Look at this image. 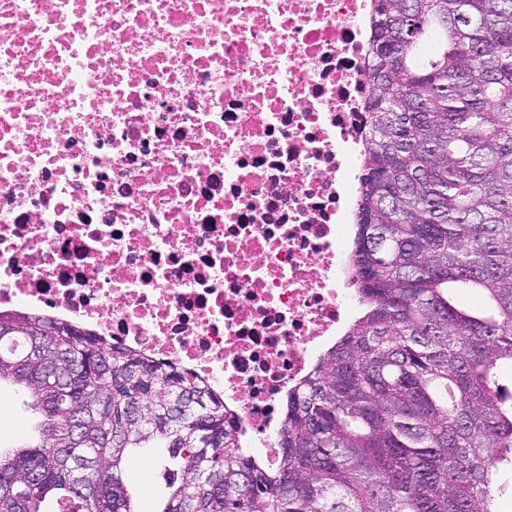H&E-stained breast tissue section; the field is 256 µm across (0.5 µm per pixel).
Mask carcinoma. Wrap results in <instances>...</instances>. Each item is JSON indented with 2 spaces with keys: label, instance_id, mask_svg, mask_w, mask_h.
<instances>
[{
  "label": "carcinoma",
  "instance_id": "1",
  "mask_svg": "<svg viewBox=\"0 0 512 512\" xmlns=\"http://www.w3.org/2000/svg\"><path fill=\"white\" fill-rule=\"evenodd\" d=\"M374 2L350 255L365 313L288 391L277 462L168 363L0 312L20 327L0 381L43 417L39 442L0 452V512H137L132 452L156 446L187 475L162 512H494L512 462V0ZM45 328L62 335L31 353Z\"/></svg>",
  "mask_w": 512,
  "mask_h": 512
}]
</instances>
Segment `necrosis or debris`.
I'll list each match as a JSON object with an SVG mask.
<instances>
[{
  "mask_svg": "<svg viewBox=\"0 0 512 512\" xmlns=\"http://www.w3.org/2000/svg\"><path fill=\"white\" fill-rule=\"evenodd\" d=\"M371 0H0V310L208 385L279 456L358 298Z\"/></svg>",
  "mask_w": 512,
  "mask_h": 512,
  "instance_id": "necrosis-or-debris-1",
  "label": "necrosis or debris"
}]
</instances>
